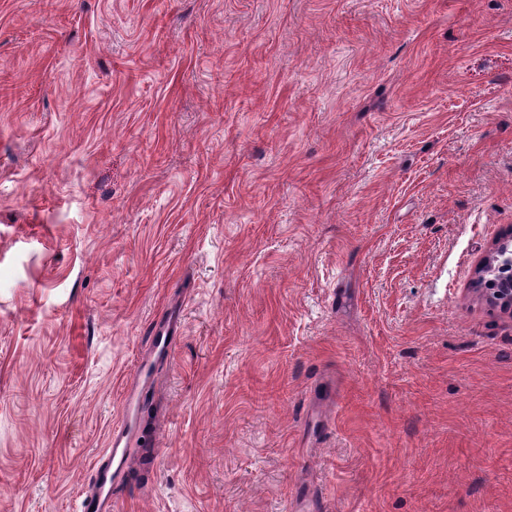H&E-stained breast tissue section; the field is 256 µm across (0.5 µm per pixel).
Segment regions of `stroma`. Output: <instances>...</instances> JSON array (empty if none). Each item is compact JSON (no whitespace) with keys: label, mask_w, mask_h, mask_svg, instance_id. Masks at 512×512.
Segmentation results:
<instances>
[{"label":"stroma","mask_w":512,"mask_h":512,"mask_svg":"<svg viewBox=\"0 0 512 512\" xmlns=\"http://www.w3.org/2000/svg\"><path fill=\"white\" fill-rule=\"evenodd\" d=\"M503 238L512 0H0V512H512ZM509 253L512 260V241L510 243H498L492 256L486 259L477 270L476 283H484L486 288H482L487 300L503 310L512 311V280L500 283L495 278H490L494 274L497 261L504 253Z\"/></svg>","instance_id":"35a3bbf8"}]
</instances>
